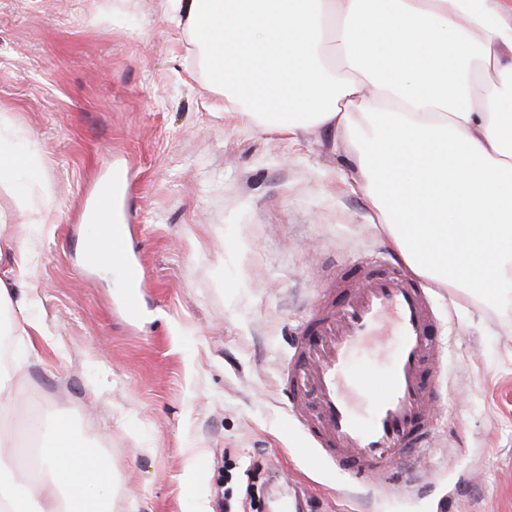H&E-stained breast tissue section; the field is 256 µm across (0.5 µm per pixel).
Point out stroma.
I'll return each mask as SVG.
<instances>
[{
	"instance_id": "stroma-1",
	"label": "stroma",
	"mask_w": 512,
	"mask_h": 512,
	"mask_svg": "<svg viewBox=\"0 0 512 512\" xmlns=\"http://www.w3.org/2000/svg\"><path fill=\"white\" fill-rule=\"evenodd\" d=\"M39 159L38 224H1L30 254L36 356L9 383L30 406L108 445L112 512H268L309 484L314 512H512V297L435 296L448 388L419 484L344 497L347 476L289 426L279 386L292 328L337 265L387 247L354 191L344 136L294 138L244 118L211 85L167 0H0V113ZM132 171L129 245L146 271L145 316L126 322L122 278L87 267L84 215L109 164Z\"/></svg>"
}]
</instances>
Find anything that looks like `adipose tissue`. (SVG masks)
<instances>
[{"label":"adipose tissue","mask_w":512,"mask_h":512,"mask_svg":"<svg viewBox=\"0 0 512 512\" xmlns=\"http://www.w3.org/2000/svg\"><path fill=\"white\" fill-rule=\"evenodd\" d=\"M168 2L244 114L351 139L357 188L414 273L484 298L512 284V0ZM37 170L0 139V186ZM42 427L34 478L0 425V512H111V456L65 418Z\"/></svg>","instance_id":"1"}]
</instances>
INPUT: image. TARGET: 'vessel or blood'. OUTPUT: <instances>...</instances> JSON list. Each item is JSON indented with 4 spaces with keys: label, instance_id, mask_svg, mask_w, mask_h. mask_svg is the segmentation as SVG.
I'll return each mask as SVG.
<instances>
[{
    "label": "vessel or blood",
    "instance_id": "b4317fda",
    "mask_svg": "<svg viewBox=\"0 0 512 512\" xmlns=\"http://www.w3.org/2000/svg\"><path fill=\"white\" fill-rule=\"evenodd\" d=\"M129 171L112 166L90 210V222L106 225L103 239L84 242L86 264L117 271L127 288L124 318L138 322V290L144 269L128 244L120 212ZM396 346L384 367H354L362 351ZM279 383L305 441L351 479L378 475L388 488L401 456L429 447L437 434L433 409L447 381L442 324L433 289L378 253L350 260L334 295L321 297L291 337Z\"/></svg>",
    "mask_w": 512,
    "mask_h": 512
}]
</instances>
